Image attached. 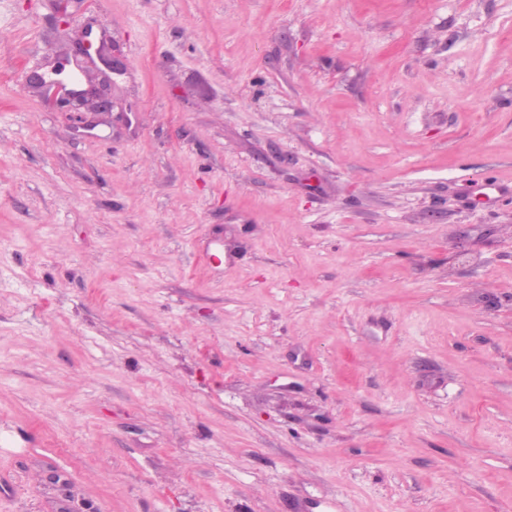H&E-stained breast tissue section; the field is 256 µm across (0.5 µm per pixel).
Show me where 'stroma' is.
<instances>
[{"label": "stroma", "mask_w": 512, "mask_h": 512, "mask_svg": "<svg viewBox=\"0 0 512 512\" xmlns=\"http://www.w3.org/2000/svg\"><path fill=\"white\" fill-rule=\"evenodd\" d=\"M0 0V512H512V0ZM92 30L86 28L81 36L73 40V51L76 63L78 58L92 61L97 58L104 66L105 70L112 75V84H114V76H122L128 70L127 59L112 50L111 53L105 51L103 43L98 44L91 39ZM79 74L73 73L63 80H46V78L37 72H33L29 76V83L33 87L42 89L45 94L52 91L53 98L62 106L66 107L68 112H80V107L86 102H91L92 107L98 112H112L114 102L110 95L109 76H104L98 82L91 80L83 67L77 63Z\"/></svg>", "instance_id": "1"}]
</instances>
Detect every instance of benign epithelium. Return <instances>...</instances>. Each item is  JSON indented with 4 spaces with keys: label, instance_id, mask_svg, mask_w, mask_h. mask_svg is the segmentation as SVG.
Here are the masks:
<instances>
[{
    "label": "benign epithelium",
    "instance_id": "benign-epithelium-1",
    "mask_svg": "<svg viewBox=\"0 0 512 512\" xmlns=\"http://www.w3.org/2000/svg\"><path fill=\"white\" fill-rule=\"evenodd\" d=\"M92 29L86 28L81 36L73 40L75 58L84 60L98 59L108 75L95 82L87 77L83 67L78 72L68 76L66 80H48L43 75L34 72L29 76V83L34 87L52 94L53 98L68 112H78L80 107L89 102L99 112H110L114 108L112 96L109 93V76H122L128 70V61L120 53L105 51L103 43L91 39Z\"/></svg>",
    "mask_w": 512,
    "mask_h": 512
}]
</instances>
